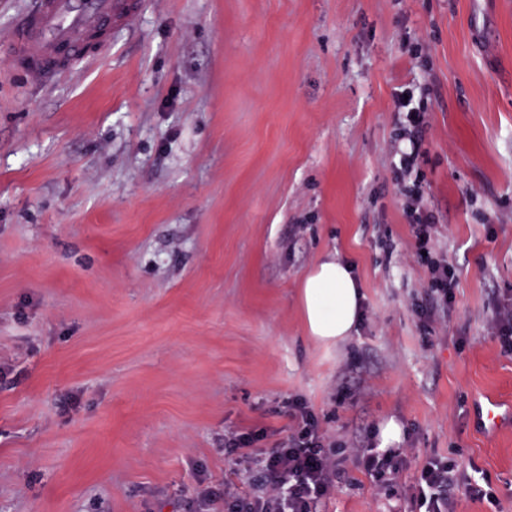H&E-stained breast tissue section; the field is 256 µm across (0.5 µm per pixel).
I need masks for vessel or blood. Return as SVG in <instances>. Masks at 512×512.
<instances>
[{
	"label": "vessel or blood",
	"instance_id": "b4317fda",
	"mask_svg": "<svg viewBox=\"0 0 512 512\" xmlns=\"http://www.w3.org/2000/svg\"><path fill=\"white\" fill-rule=\"evenodd\" d=\"M137 10V0H37L34 8L21 11L6 51L34 83L49 85L91 56L90 34L100 33L96 47L105 48L113 27Z\"/></svg>",
	"mask_w": 512,
	"mask_h": 512
}]
</instances>
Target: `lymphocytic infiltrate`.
Instances as JSON below:
<instances>
[{
  "instance_id": "obj_1",
  "label": "lymphocytic infiltrate",
  "mask_w": 512,
  "mask_h": 512,
  "mask_svg": "<svg viewBox=\"0 0 512 512\" xmlns=\"http://www.w3.org/2000/svg\"><path fill=\"white\" fill-rule=\"evenodd\" d=\"M397 106L405 112L401 134L408 146L402 150L399 165L411 171L420 152L421 130L425 124L426 109L412 98H398ZM411 227L414 246L428 264L427 303L421 316L431 318L437 313L451 312L458 280L445 260L432 257L430 242L436 224L432 214L423 208L411 209ZM291 416L297 430L287 442L267 452H254L258 436L252 431H237L228 437V444L244 461L260 465L265 481L260 489L243 491L238 485L225 484L223 491L198 484L195 499L204 512H213L216 504H223L224 512H318L320 504L336 493V461L325 444L319 421L309 406L300 400L290 402ZM359 465L379 483H387L405 464L407 449L381 450L366 444L356 451ZM487 476L459 474L455 461L427 460L419 473L417 483L409 496L413 512H449L454 491H464L474 499H492Z\"/></svg>"
}]
</instances>
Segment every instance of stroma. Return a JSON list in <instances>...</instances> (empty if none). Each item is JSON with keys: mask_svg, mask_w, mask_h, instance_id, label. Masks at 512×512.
Wrapping results in <instances>:
<instances>
[{"mask_svg": "<svg viewBox=\"0 0 512 512\" xmlns=\"http://www.w3.org/2000/svg\"><path fill=\"white\" fill-rule=\"evenodd\" d=\"M425 92L412 175L394 93ZM437 218L454 308L406 186ZM337 251L355 332H307L299 286ZM512 0H142L109 51L49 87L0 54V512H198L231 430L287 440L305 400L341 478L323 512H405L431 457L475 465L512 512ZM406 467L354 446L387 421ZM415 187V185H414ZM413 204L419 203L417 208L411 207V227L414 236V247L418 254L428 264L429 278L427 281V303L421 311L420 316L427 317L432 322L433 317L442 312H451L455 302L458 280L453 269L443 259L431 258L430 242L432 241L437 224L432 214L427 213L421 206V195L415 187ZM491 335L498 341L501 352L512 356V301H504L497 306L490 322ZM410 449L388 448L380 450L369 441L356 449L358 464L380 484L391 481L406 463Z\"/></svg>", "mask_w": 512, "mask_h": 512, "instance_id": "stroma-1", "label": "stroma"}]
</instances>
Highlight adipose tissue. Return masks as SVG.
Returning <instances> with one entry per match:
<instances>
[{"mask_svg":"<svg viewBox=\"0 0 512 512\" xmlns=\"http://www.w3.org/2000/svg\"><path fill=\"white\" fill-rule=\"evenodd\" d=\"M300 302L310 336L337 343L351 336L362 295L351 267L326 252L303 279Z\"/></svg>","mask_w":512,"mask_h":512,"instance_id":"1","label":"adipose tissue"}]
</instances>
